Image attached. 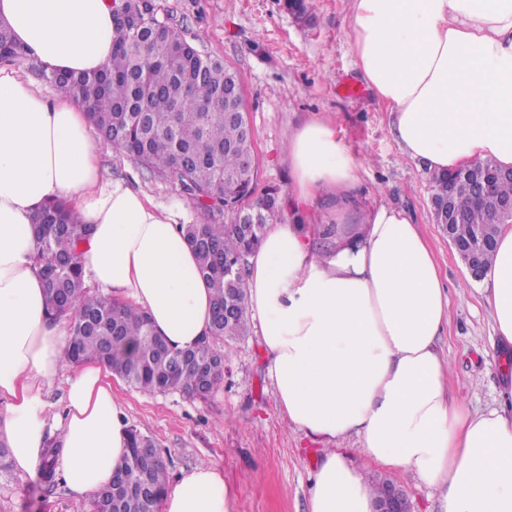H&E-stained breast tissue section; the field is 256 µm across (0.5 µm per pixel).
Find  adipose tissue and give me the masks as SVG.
<instances>
[{
    "mask_svg": "<svg viewBox=\"0 0 512 512\" xmlns=\"http://www.w3.org/2000/svg\"><path fill=\"white\" fill-rule=\"evenodd\" d=\"M348 16L356 66L388 105L404 157L439 174L475 159L512 167V0H350ZM0 19L46 71L93 72L112 59L111 0H0ZM88 112L0 65V438L25 472L57 440L66 486L87 497L122 464L129 426L101 364L62 374L66 321L47 311L33 215L59 199L90 225L80 250L92 293L147 311L173 348L207 336L212 295L180 212L105 179ZM287 157L290 206L327 194L347 213L361 163L336 124L298 127ZM320 230L269 224L247 283L282 414L329 444L311 512H374V486L334 447L351 436L371 463L434 488L439 512H512V414L474 412L449 393L438 347L449 299L419 224L401 207H364L317 253ZM482 291L501 346H512L511 224ZM59 386L67 404L55 420L46 397ZM162 512H232V497L219 469L201 464L168 488Z\"/></svg>",
    "mask_w": 512,
    "mask_h": 512,
    "instance_id": "obj_1",
    "label": "adipose tissue"
}]
</instances>
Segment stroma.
Wrapping results in <instances>:
<instances>
[{"mask_svg": "<svg viewBox=\"0 0 512 512\" xmlns=\"http://www.w3.org/2000/svg\"><path fill=\"white\" fill-rule=\"evenodd\" d=\"M159 20L184 31L200 51L241 76L254 132L259 187L287 192L285 148L292 132L311 120H333L352 152L361 157L364 206L407 209L431 243L448 289L451 318L439 348L451 363L448 387L471 408H512L503 394V372L512 353L494 345L495 331L479 283L468 272L433 219L428 173L404 158L386 105L370 91L344 96L343 84H361L351 50L348 0H311L309 23L297 22L283 0H152ZM106 178L180 210L183 221L201 220L192 202L172 185L147 179L133 160L104 149ZM130 427L162 450L170 479L211 463L224 474L233 512H310L309 491L322 459L323 441L288 424L268 375L257 320L234 341L224 378L207 399L180 392L150 394L113 379ZM347 459L364 467L371 481L393 482L407 496L410 512H438L435 492L412 472L367 465L357 438L339 441ZM0 512H90L89 499L68 488L47 493L39 473H0Z\"/></svg>", "mask_w": 512, "mask_h": 512, "instance_id": "1", "label": "stroma"}]
</instances>
